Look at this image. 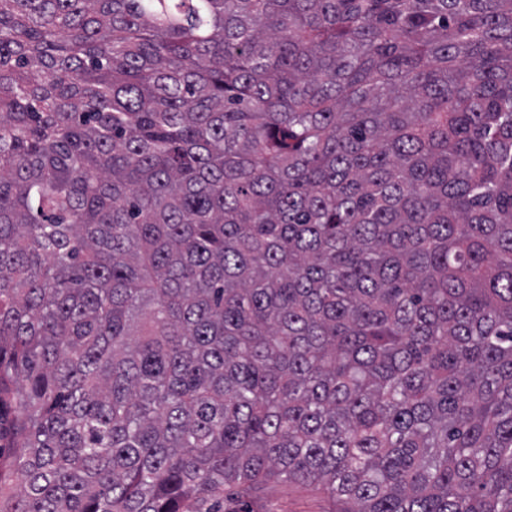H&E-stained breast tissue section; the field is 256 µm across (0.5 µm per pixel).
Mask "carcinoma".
<instances>
[{"mask_svg": "<svg viewBox=\"0 0 512 512\" xmlns=\"http://www.w3.org/2000/svg\"><path fill=\"white\" fill-rule=\"evenodd\" d=\"M274 478L512 512V0H0V512Z\"/></svg>", "mask_w": 512, "mask_h": 512, "instance_id": "carcinoma-1", "label": "carcinoma"}]
</instances>
